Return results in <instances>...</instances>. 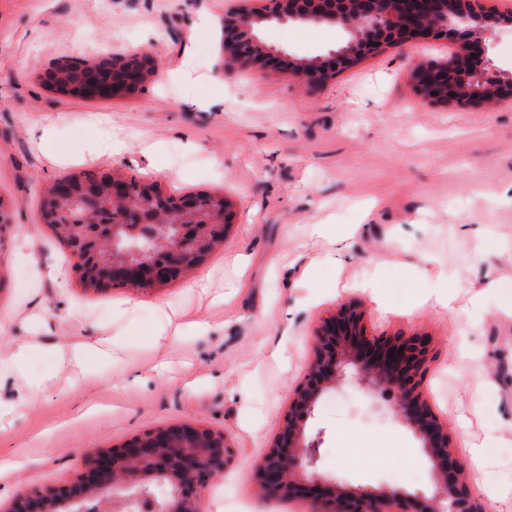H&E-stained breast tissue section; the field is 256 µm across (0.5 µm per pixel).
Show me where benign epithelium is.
Listing matches in <instances>:
<instances>
[{
	"instance_id": "benign-epithelium-1",
	"label": "benign epithelium",
	"mask_w": 512,
	"mask_h": 512,
	"mask_svg": "<svg viewBox=\"0 0 512 512\" xmlns=\"http://www.w3.org/2000/svg\"><path fill=\"white\" fill-rule=\"evenodd\" d=\"M296 21L337 26L348 40L307 61L261 43L262 26ZM511 25V12L479 10L474 0H268L262 9L239 4L224 13V68L284 63L295 76L319 85L386 46L444 38L457 42L459 51L422 59L407 71L406 79L426 103L466 111L512 98V74L490 70L488 58L494 32ZM98 66L110 74L84 87L75 83L80 98L131 97L159 70L151 52L114 57ZM46 198L59 204L48 222L62 225L77 278L95 290L174 282L214 247L209 226L231 224L229 203L217 206L196 195L181 196L176 210L155 203L153 197L135 206L129 180L114 174L78 212L64 207L72 193L60 179L48 187ZM109 207L125 223L104 233L101 212ZM312 342L309 367L294 390L280 431L257 465L256 478L265 496L310 498L329 505L324 512H488L467 483L468 462L450 449L447 425L420 391L431 350L428 336L369 335L357 308L343 304L323 318ZM349 370L372 392L392 397L397 418L420 439L433 472L428 493L410 494L389 486L368 489L339 483L321 471V436L306 431L305 422L318 399L342 385ZM227 448L223 432L199 422L173 423L98 455L75 483L19 494L10 512H86L95 501L139 512H197L210 483L224 475ZM155 482L169 488L161 501L144 493Z\"/></svg>"
}]
</instances>
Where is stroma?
I'll return each mask as SVG.
<instances>
[{
	"label": "stroma",
	"instance_id": "obj_1",
	"mask_svg": "<svg viewBox=\"0 0 512 512\" xmlns=\"http://www.w3.org/2000/svg\"><path fill=\"white\" fill-rule=\"evenodd\" d=\"M236 0H0V512L29 487L78 479L87 460L168 424L199 421L230 437L222 478L199 512H316L268 501L256 464L275 437L327 311L356 301L375 335L432 339L421 386L470 458L475 495L512 512V100L467 112L420 103L404 81L412 44L381 49L309 87L277 65L225 72L222 21ZM211 18L210 34L193 30ZM262 43L298 58L341 47L335 26L264 27ZM151 50L163 73L132 98L87 101L52 90L46 70ZM223 103L189 109L191 79ZM53 131L39 146L33 129ZM127 154L84 159L92 127ZM166 151L148 153L145 142ZM223 174L211 175L213 163ZM83 171L158 183L166 194L227 197L219 248L162 288L104 292L77 281L41 218L44 188ZM374 277L375 292L360 287ZM451 307L436 304L441 289ZM201 324L148 343L143 328ZM113 340L112 362L77 366L72 344ZM30 349L24 366L11 353ZM99 404L101 412L86 408ZM326 474L408 490L433 481L420 440L391 399L357 383L326 392L306 421Z\"/></svg>",
	"mask_w": 512,
	"mask_h": 512
}]
</instances>
